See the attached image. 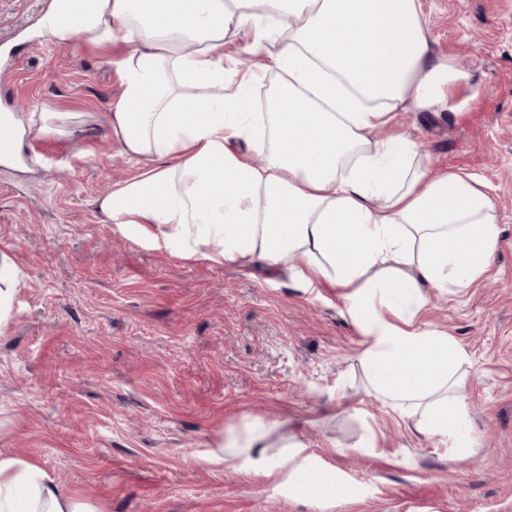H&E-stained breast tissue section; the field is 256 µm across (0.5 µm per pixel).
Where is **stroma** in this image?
<instances>
[{
    "label": "stroma",
    "mask_w": 512,
    "mask_h": 512,
    "mask_svg": "<svg viewBox=\"0 0 512 512\" xmlns=\"http://www.w3.org/2000/svg\"><path fill=\"white\" fill-rule=\"evenodd\" d=\"M49 2L0 0V102L90 123L43 139L56 161H0V250L21 270L0 329V452L100 512H512V0H421L435 50L473 58L464 114L411 107L378 131L484 181L497 203L488 277L433 293L422 316L467 354L477 451L459 459L371 389L340 289L262 263L185 261L105 223L96 198L142 169L108 130L126 46L27 39ZM257 423L272 429L271 472L204 463L227 431ZM310 467L345 494L309 496Z\"/></svg>",
    "instance_id": "35a3bbf8"
}]
</instances>
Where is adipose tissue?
Returning a JSON list of instances; mask_svg holds the SVG:
<instances>
[{"label":"adipose tissue","instance_id":"obj_1","mask_svg":"<svg viewBox=\"0 0 512 512\" xmlns=\"http://www.w3.org/2000/svg\"><path fill=\"white\" fill-rule=\"evenodd\" d=\"M36 33L129 46L109 133L146 167L96 199L108 223L183 260L289 264L306 287L343 289L376 394L452 455L473 453L466 352L420 315L432 292L489 272L497 205L407 138L373 136L410 104L461 111L470 75L434 51L420 0H51ZM232 38L264 64L228 66ZM272 71L267 109L254 111L251 92ZM266 445L259 424L204 461L246 456L261 473ZM0 512L99 510L0 454Z\"/></svg>","mask_w":512,"mask_h":512}]
</instances>
